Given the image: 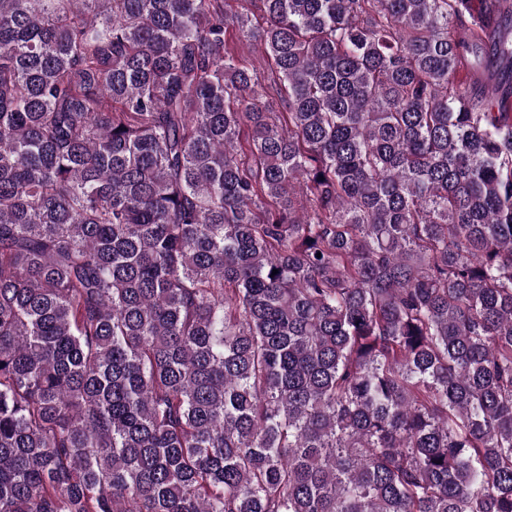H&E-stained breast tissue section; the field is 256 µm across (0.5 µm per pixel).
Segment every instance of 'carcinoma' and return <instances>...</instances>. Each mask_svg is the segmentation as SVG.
Listing matches in <instances>:
<instances>
[{"label":"carcinoma","instance_id":"obj_1","mask_svg":"<svg viewBox=\"0 0 512 512\" xmlns=\"http://www.w3.org/2000/svg\"><path fill=\"white\" fill-rule=\"evenodd\" d=\"M245 2L0 0V512H512V0Z\"/></svg>","mask_w":512,"mask_h":512}]
</instances>
